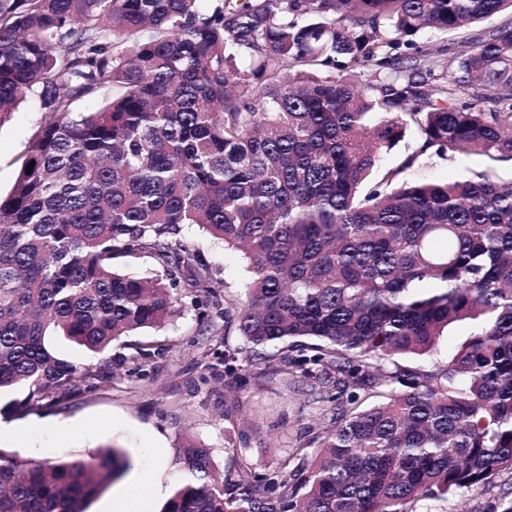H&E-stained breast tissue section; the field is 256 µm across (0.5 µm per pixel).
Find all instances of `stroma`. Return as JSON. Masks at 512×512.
<instances>
[{"label":"stroma","mask_w":512,"mask_h":512,"mask_svg":"<svg viewBox=\"0 0 512 512\" xmlns=\"http://www.w3.org/2000/svg\"><path fill=\"white\" fill-rule=\"evenodd\" d=\"M40 114L34 101L22 103L0 125V195H7L18 175ZM481 157L442 159L426 154L407 170L410 180L448 181L485 170ZM184 240L197 249L214 277L224 284L222 297H240L246 263L240 254L197 227L184 229ZM184 313L160 329H146L115 341L96 354L63 337L51 340L55 353L79 374L95 375L93 390L28 407L26 389L0 394V420L15 423L22 434L1 437L0 451L44 463L83 458L105 446L127 453L131 468L109 483L90 512H112L117 494L137 495L148 512H161L183 473L175 450L185 443L208 449L215 466L227 471V450L242 445L257 469H272L286 449L318 434L336 405L315 379L268 369L236 385L229 367H240L247 352L235 326L212 307L195 303L193 292L178 289ZM149 346L150 357L137 354ZM512 498V473L502 472L492 485L463 491L448 499L417 503L416 512H500Z\"/></svg>","instance_id":"1"}]
</instances>
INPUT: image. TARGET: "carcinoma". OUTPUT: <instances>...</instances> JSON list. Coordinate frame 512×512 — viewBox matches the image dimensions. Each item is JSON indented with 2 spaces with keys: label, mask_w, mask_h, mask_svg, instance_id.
I'll return each instance as SVG.
<instances>
[{
  "label": "carcinoma",
  "mask_w": 512,
  "mask_h": 512,
  "mask_svg": "<svg viewBox=\"0 0 512 512\" xmlns=\"http://www.w3.org/2000/svg\"><path fill=\"white\" fill-rule=\"evenodd\" d=\"M512 0H0V124L41 113L0 198V389L26 404L79 391L47 336L95 353L178 311L221 305L185 225L238 249L243 296L222 309L247 369L317 379L336 415L319 450L220 472L176 449L164 512H413L512 472V182L492 171L400 179L417 159L512 164ZM452 34L448 74L417 41ZM249 50L250 69L239 66ZM114 89L106 96L104 92ZM97 99L83 112L74 103ZM417 148L377 181L407 132ZM31 171H26L28 164ZM147 255L162 276L119 272ZM451 360L389 372L448 326ZM294 339L317 341L299 363ZM387 401L360 410L358 391ZM131 467L115 447L29 463L0 452V512H87Z\"/></svg>",
  "instance_id": "cac0c4a2"
}]
</instances>
